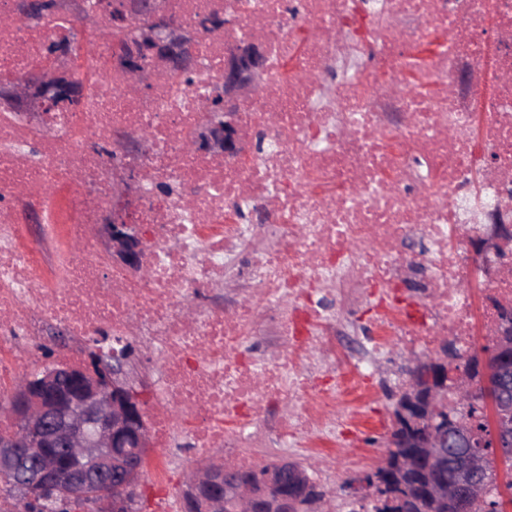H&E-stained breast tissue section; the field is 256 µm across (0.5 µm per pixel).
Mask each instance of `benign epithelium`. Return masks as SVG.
Instances as JSON below:
<instances>
[{
  "label": "benign epithelium",
  "instance_id": "benign-epithelium-1",
  "mask_svg": "<svg viewBox=\"0 0 512 512\" xmlns=\"http://www.w3.org/2000/svg\"><path fill=\"white\" fill-rule=\"evenodd\" d=\"M120 23L131 26L130 39L114 49L116 62L141 76L142 56L160 64L168 77L188 75L194 62L186 32L173 23L165 0H124ZM266 51L257 40L239 42L224 59L217 104L199 126L191 147L202 154L237 156L244 138L233 118L242 95L258 89L266 75ZM68 75L46 73L6 87L5 96L29 116L77 102L85 88L69 85ZM139 173L127 170L113 197L111 223L104 226L108 256L131 271L143 269V240L134 220L140 196ZM512 242V227L500 222L473 240L475 253L503 255ZM487 344L464 364L418 360L397 401L386 439L388 448H423L421 457L403 459L365 479L378 494L381 477L401 479L410 470L422 471V494L437 509L448 503L456 512H498L481 496L488 457L512 464V313L491 325ZM134 348L117 342L106 352L85 350L80 365L55 364L36 377L20 379L10 397L0 402V415L15 429L0 435V469L20 479L15 512H39L42 501L58 505L57 512H132L138 497L152 431L144 414L143 381L131 379ZM453 380L456 404L444 408L448 380ZM278 472L297 487L307 472L283 459ZM95 483L102 490L83 492ZM186 512H313L302 496L274 492L273 482L256 486L210 464L189 469L183 480Z\"/></svg>",
  "mask_w": 512,
  "mask_h": 512
}]
</instances>
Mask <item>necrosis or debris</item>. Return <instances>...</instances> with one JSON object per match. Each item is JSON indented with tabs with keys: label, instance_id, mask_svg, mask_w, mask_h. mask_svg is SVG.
<instances>
[{
	"label": "necrosis or debris",
	"instance_id": "necrosis-or-debris-1",
	"mask_svg": "<svg viewBox=\"0 0 512 512\" xmlns=\"http://www.w3.org/2000/svg\"><path fill=\"white\" fill-rule=\"evenodd\" d=\"M93 2L99 39L71 70L94 78L79 104L32 123L0 106V393L9 355L39 348L45 323L138 336L162 361L158 447H222L233 466L258 399L294 406L273 429L306 448L335 446L330 408L373 397L357 369L315 381L311 345L336 335L316 293L346 309L370 289L382 308L372 357L440 335L469 354L496 312L475 315L466 284L483 260L458 243L512 216V0H167L192 34L193 81L140 93L113 59L112 0ZM77 22L0 24V84L51 68ZM254 38L267 74L237 112L243 153L191 152L225 51ZM142 131L146 152H125ZM130 164L143 275L105 266L97 233ZM264 227L274 240L261 248ZM271 308L285 353L259 362L250 340Z\"/></svg>",
	"mask_w": 512,
	"mask_h": 512
}]
</instances>
